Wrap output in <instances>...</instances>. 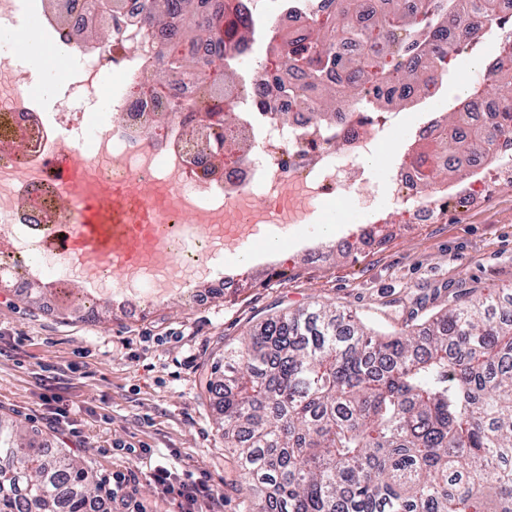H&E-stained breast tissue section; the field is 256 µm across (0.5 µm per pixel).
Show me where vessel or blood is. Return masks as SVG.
Masks as SVG:
<instances>
[{
	"label": "vessel or blood",
	"mask_w": 512,
	"mask_h": 512,
	"mask_svg": "<svg viewBox=\"0 0 512 512\" xmlns=\"http://www.w3.org/2000/svg\"><path fill=\"white\" fill-rule=\"evenodd\" d=\"M60 162L65 172L61 188L76 208L67 230L66 261L89 272L111 267L112 280L120 286L168 262V241L155 230L152 187L134 178H92L78 149L61 154Z\"/></svg>",
	"instance_id": "1"
}]
</instances>
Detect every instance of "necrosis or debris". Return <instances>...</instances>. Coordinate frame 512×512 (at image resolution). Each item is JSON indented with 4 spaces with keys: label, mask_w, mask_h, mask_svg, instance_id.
I'll use <instances>...</instances> for the list:
<instances>
[{
    "label": "necrosis or debris",
    "mask_w": 512,
    "mask_h": 512,
    "mask_svg": "<svg viewBox=\"0 0 512 512\" xmlns=\"http://www.w3.org/2000/svg\"><path fill=\"white\" fill-rule=\"evenodd\" d=\"M72 25L93 24L111 31L108 41L75 40L59 22L54 0H0V31L15 35L0 47V279L23 288L36 280L67 287L68 264L46 251L43 240L60 224L62 199L53 155L58 146L80 141L91 126V173L110 179L145 177L169 190L166 221L191 224L205 212L213 223L241 218L257 223L254 197H280L277 221L302 224L317 202L357 190L365 155L383 139V130L349 118L341 125L343 144L332 135L311 133L308 114L291 109L289 122L269 118L250 129L243 160L211 170L210 160L181 135L176 107H189L197 95L191 77H181L178 98L142 96L137 87L155 62L164 39L156 29L113 18L110 11L86 9L74 0ZM44 41L68 62L62 79L38 93L41 68L25 47ZM387 193L416 223L435 218L437 204L422 191L405 163L387 176Z\"/></svg>",
    "instance_id": "1"
}]
</instances>
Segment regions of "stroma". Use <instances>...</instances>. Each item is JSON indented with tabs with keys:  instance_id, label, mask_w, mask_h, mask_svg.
Returning a JSON list of instances; mask_svg holds the SVG:
<instances>
[{
	"instance_id": "35a3bbf8",
	"label": "stroma",
	"mask_w": 512,
	"mask_h": 512,
	"mask_svg": "<svg viewBox=\"0 0 512 512\" xmlns=\"http://www.w3.org/2000/svg\"><path fill=\"white\" fill-rule=\"evenodd\" d=\"M491 51L485 44L458 57L440 97L403 106L407 122L448 111L459 82L483 83L474 63ZM404 146L384 139L378 159L364 164V192L376 199L375 243H361L365 227L349 219L322 233L318 218L339 205L356 207L350 194H340L318 204L316 221L287 225L281 247L252 252L249 261L215 247L189 271L197 289L208 290L211 264L245 279L209 300L174 294L133 315L98 296L90 301L98 320L87 323L64 310L63 296L46 294L33 306L26 291L0 283V415L38 431L49 447L82 448L104 479L127 464L113 443L133 445L142 451V469L165 459L178 472L205 475L219 494L216 512H239V472L224 453L217 401L204 391L225 344L317 301L393 331L410 323L415 295L443 300L459 289H512V181L484 170L465 200L449 198L432 223L408 224L382 187L387 163L400 160ZM51 378L70 409L63 426L47 420L44 383Z\"/></svg>"
}]
</instances>
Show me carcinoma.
I'll list each match as a JSON object with an SVG mask.
<instances>
[{
	"label": "carcinoma",
	"instance_id": "cac0c4a2",
	"mask_svg": "<svg viewBox=\"0 0 512 512\" xmlns=\"http://www.w3.org/2000/svg\"><path fill=\"white\" fill-rule=\"evenodd\" d=\"M357 0H333L304 30L273 36L260 109L309 104L318 127L337 124L338 100L370 118L443 89L454 58L476 44L472 16L497 31L496 67L469 99H494L499 121L472 109L408 156L430 193L462 182L470 160H497L512 136V15L499 0H383L356 28ZM139 22L167 34L145 93L194 77L211 119L203 151L222 161L243 120L232 67L253 35L237 0H140ZM216 47L205 69L191 48ZM206 391L222 396L224 447L245 483L243 512H512V293L444 303L410 332L381 333L316 303L256 325L224 346ZM102 487L61 448L0 416V512H94Z\"/></svg>",
	"mask_w": 512,
	"mask_h": 512
}]
</instances>
